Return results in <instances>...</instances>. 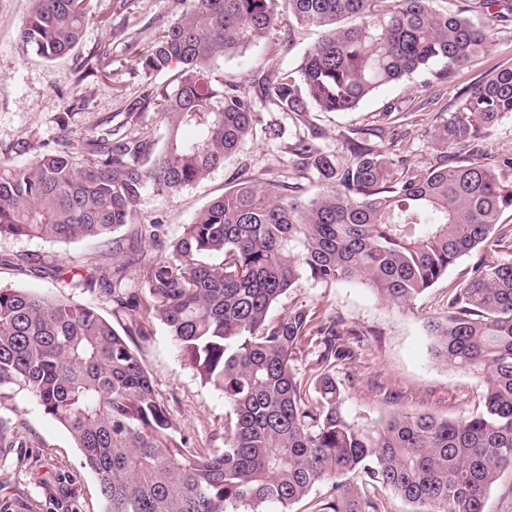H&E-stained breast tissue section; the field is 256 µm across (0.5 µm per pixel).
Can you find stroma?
Returning <instances> with one entry per match:
<instances>
[{"instance_id":"obj_1","label":"stroma","mask_w":512,"mask_h":512,"mask_svg":"<svg viewBox=\"0 0 512 512\" xmlns=\"http://www.w3.org/2000/svg\"><path fill=\"white\" fill-rule=\"evenodd\" d=\"M103 0H87L88 22L79 48L69 57L45 61L23 54L17 46V28L27 14L29 0H0V159L26 164L29 154L15 147L27 134H35L34 151L53 148L61 136L80 147L84 136L102 121L125 111L142 92L144 78L131 69L133 56L146 51L152 33L147 24L176 19L183 0H129L113 8L112 25L99 22ZM276 32L259 47L221 60L225 82L250 88L256 71L292 69L305 50L322 35L321 29L301 31L294 47H287L279 33L288 26L287 12H278ZM112 45V72L106 77H84L89 52L101 43ZM512 67V40L494 41L489 52L476 57L448 82L438 83L432 72L414 74L381 87L352 112H317L313 120L324 132L320 148L348 158V138L361 130L384 127L373 144L384 153H398L410 165L435 163L441 155L434 130L455 112L460 93L469 85ZM437 95V103L417 111L406 125L383 124L385 107L410 99ZM260 120L254 137L227 159L223 169L176 195L148 191L139 207L143 224H163L167 240L178 238L184 224L210 200L223 195L237 177L260 182L286 181L303 194L317 192L312 171H300L289 144L305 134V127L272 102L257 99ZM79 260L99 264L104 275L112 273V250L96 241L58 243L28 238H0V287L25 288L38 294H66L76 303L93 307L121 332L144 328L136 343L159 397L188 447L220 449V425L227 408L222 395L204 386L192 367L177 352L163 325L141 323L131 311H116L112 297L101 287L64 288L49 276L56 264ZM40 271H33L32 263ZM473 256L463 257L426 295L414 311L407 312L381 301L356 282L331 287L301 281L272 310L279 317L298 302L320 308L364 332L354 349L357 357L338 366L336 376L345 388V409L352 418L374 421L395 411L462 417L477 409L483 384L473 375L437 364L430 355V341L423 319L446 310L448 292L469 276ZM12 419L21 421L25 447L0 460V482L15 496L30 500L33 512H61L69 502L73 512H101L98 483L84 467L81 451L67 430L24 392L9 404Z\"/></svg>"}]
</instances>
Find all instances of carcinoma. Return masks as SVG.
<instances>
[{"mask_svg": "<svg viewBox=\"0 0 512 512\" xmlns=\"http://www.w3.org/2000/svg\"><path fill=\"white\" fill-rule=\"evenodd\" d=\"M437 0H189L160 24L136 63L142 96L124 118L68 139L27 164L0 160V236L52 242L98 240L125 262L112 268L117 308L137 309L130 281L201 381L229 411L222 450L189 448L159 399L132 342L94 309L23 288H0V410L17 390L32 396L80 448L96 477L102 512H275L324 496L309 512H388L384 492L411 512H486L502 469L512 467V181L477 153L454 150L512 115V68L463 92L434 132L444 159L424 170L382 154L367 139L347 143L350 158L323 150L311 112H348L379 88L440 66L450 78L493 40L512 31L482 0L487 21L434 7ZM293 45L304 27L324 36L301 64L252 87L308 127L290 147L315 171L321 191L305 197L283 181L242 180L200 209L165 256L141 261L161 244V224L137 223L149 190L179 193L224 167L259 121L255 97L224 84L217 62L258 46L278 7ZM87 25L85 0H30L18 29L22 52L55 60L72 53ZM177 69L176 85L151 75ZM112 69L99 45L84 73ZM160 116L155 137L139 124ZM472 274L451 289L448 313L425 322L441 365L483 381L478 410L458 419L394 413L361 423L344 410L336 368L355 357L362 331L298 303L270 311L302 280L332 286L356 280L410 311L462 257ZM73 288L96 281L75 266ZM313 350L309 368L297 355ZM16 422L0 415V455L19 447Z\"/></svg>", "mask_w": 512, "mask_h": 512, "instance_id": "cac0c4a2", "label": "carcinoma"}]
</instances>
